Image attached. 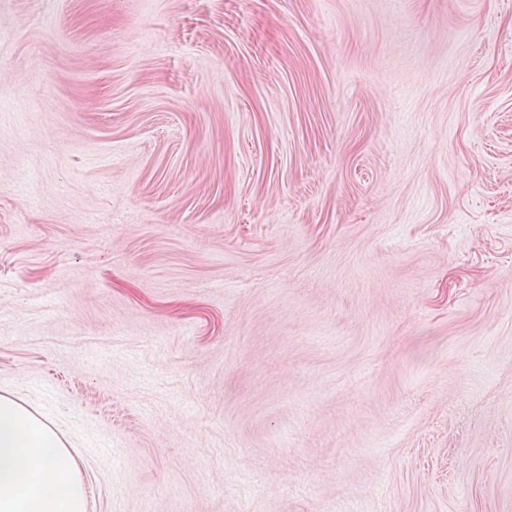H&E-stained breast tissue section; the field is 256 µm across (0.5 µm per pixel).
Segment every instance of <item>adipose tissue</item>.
<instances>
[{"mask_svg":"<svg viewBox=\"0 0 512 512\" xmlns=\"http://www.w3.org/2000/svg\"><path fill=\"white\" fill-rule=\"evenodd\" d=\"M77 462L53 422L0 396V512H85Z\"/></svg>","mask_w":512,"mask_h":512,"instance_id":"1","label":"adipose tissue"}]
</instances>
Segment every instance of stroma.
Segmentation results:
<instances>
[{"mask_svg": "<svg viewBox=\"0 0 512 512\" xmlns=\"http://www.w3.org/2000/svg\"><path fill=\"white\" fill-rule=\"evenodd\" d=\"M87 512H512V0H0V395Z\"/></svg>", "mask_w": 512, "mask_h": 512, "instance_id": "35a3bbf8", "label": "stroma"}]
</instances>
